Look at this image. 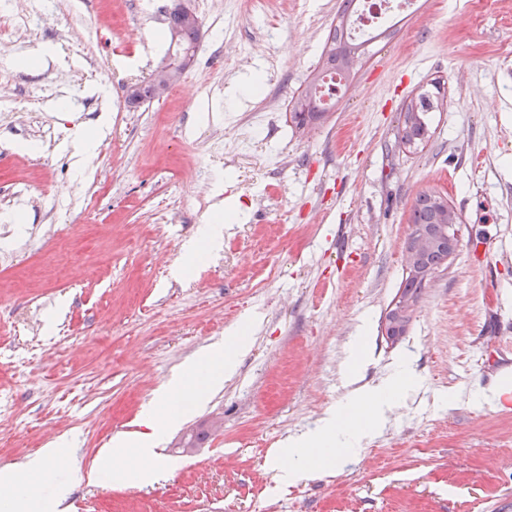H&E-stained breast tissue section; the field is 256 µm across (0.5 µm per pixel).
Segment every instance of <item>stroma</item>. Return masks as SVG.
<instances>
[{
    "label": "stroma",
    "instance_id": "1",
    "mask_svg": "<svg viewBox=\"0 0 512 512\" xmlns=\"http://www.w3.org/2000/svg\"><path fill=\"white\" fill-rule=\"evenodd\" d=\"M26 2L0 0V98H16L0 109V352L18 357L0 366L16 409L0 421V470L59 444L91 472L115 436L146 433L174 373L248 321L235 375L162 434L161 478L116 485L91 472L65 512H512V401L478 399L512 377V0H422L367 45L333 111L301 130L286 107L341 0H267L261 13L215 0L178 96L135 107L127 87L164 55L126 53L111 19L156 38L165 20L136 0H48L47 22L26 30L14 24ZM48 43L54 61L28 67ZM254 72L283 108L241 155L234 140L265 103L224 91ZM102 83L109 98L94 91ZM434 84L433 135L404 147L405 108ZM104 117L96 154L77 163L70 142ZM276 153L286 170L266 168ZM14 180L29 196H11ZM429 192L458 213L459 245L391 340L412 206ZM227 199L238 218L190 278H173ZM485 241L487 264L473 254ZM352 360L360 384L413 382L371 439L281 486L277 448L347 402ZM201 425L208 439L183 453Z\"/></svg>",
    "mask_w": 512,
    "mask_h": 512
}]
</instances>
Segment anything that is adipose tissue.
<instances>
[{"label": "adipose tissue", "mask_w": 512, "mask_h": 512, "mask_svg": "<svg viewBox=\"0 0 512 512\" xmlns=\"http://www.w3.org/2000/svg\"><path fill=\"white\" fill-rule=\"evenodd\" d=\"M239 347L238 341H230L223 351L211 353L195 362L181 379L169 383L159 395L164 406L162 423L152 424L150 434L136 443L114 439L111 450L96 464L98 474L114 483H146L154 479L160 468L152 446L163 428L179 422L191 406L204 399L209 388L218 386L224 376L234 372L235 353ZM398 393L399 385L395 382L372 392H353L347 406L328 413L320 431L299 437L279 450L277 469L280 481L290 483L302 478V470L294 465L296 459L308 457L320 464L335 459V445L340 434L351 433L362 440L369 438L391 410ZM61 454V449L45 448L32 456L24 471L1 474L0 485L9 486L13 494L0 503V512H36L40 503L30 493L36 484L47 489L51 504L64 500L79 475L74 471L60 474L56 462Z\"/></svg>", "instance_id": "obj_1"}]
</instances>
